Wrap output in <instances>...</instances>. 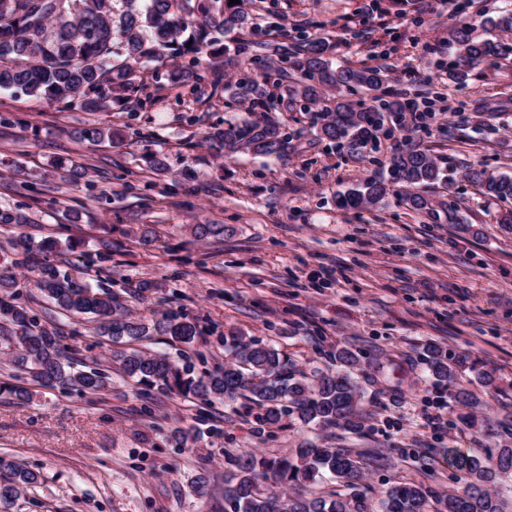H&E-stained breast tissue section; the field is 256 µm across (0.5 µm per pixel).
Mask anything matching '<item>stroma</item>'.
<instances>
[{
  "mask_svg": "<svg viewBox=\"0 0 512 512\" xmlns=\"http://www.w3.org/2000/svg\"><path fill=\"white\" fill-rule=\"evenodd\" d=\"M511 3L248 0L267 41L320 33L335 43V63L420 72L407 95L424 98L433 119L421 130L383 131L372 163L319 140L309 113L296 109L277 115L290 133L280 154L225 157L209 132L262 113H248L208 80L172 86L162 68L145 71L139 92L99 112L1 92L0 113L11 123L0 126V206L27 219L5 247L55 237L58 258L102 280L133 314L197 319L200 370L223 364L219 337L231 329L275 344L308 372L332 367L341 347L366 359L386 352L392 391H367L359 404L364 435L354 445L402 454L391 467L371 466L365 490L378 494L427 473L439 491L460 487L464 475L449 450L498 448L512 437V225L498 221L512 200L485 197L466 177L473 168L512 175V60L480 65L463 84L436 71L453 57L448 27L460 7L495 16ZM100 125L122 129L123 138L82 140L84 129ZM412 144L448 173L434 194L442 208L416 213L393 196L358 210L337 205V193L379 174V159ZM152 151L164 155L167 174L150 169ZM74 164L87 167L93 189L66 182ZM452 213L459 223H449ZM145 224L155 234L144 246L133 233ZM194 224L223 225V240L196 239ZM103 237L112 241L111 262L101 273L84 269V253ZM144 281L150 288L142 292ZM20 297L84 360L110 365L112 345L88 320L58 316L37 289ZM432 344L469 352L459 384L472 393L471 406L437 407L448 387L427 369ZM484 370L495 387L477 379ZM257 413L158 392L146 403L132 384L100 398L40 387L24 403L2 395L0 456L44 481L0 512H224L228 458L279 456L305 440L346 442L342 430L292 416L258 435ZM189 427L197 440L177 446L173 432Z\"/></svg>",
  "mask_w": 512,
  "mask_h": 512,
  "instance_id": "1",
  "label": "stroma"
}]
</instances>
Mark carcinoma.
I'll list each match as a JSON object with an SVG mask.
<instances>
[{"label":"carcinoma","instance_id":"obj_1","mask_svg":"<svg viewBox=\"0 0 512 512\" xmlns=\"http://www.w3.org/2000/svg\"><path fill=\"white\" fill-rule=\"evenodd\" d=\"M115 0H0V91H20L50 102H77L89 112L106 107L112 96L123 99L139 90L142 70L168 58L191 57L186 66L168 70L174 86H195L209 74L215 81L231 62L225 57L224 33L243 31L249 25L245 0H125L122 11ZM500 32L512 33V9L482 21ZM473 17L460 11L448 29V47L455 50L450 63L459 83L468 73L488 62L512 56V45L499 39L473 37ZM247 55L246 71L224 86L233 99L276 108L268 81L249 70L275 71L287 82L288 106L312 114L316 136L336 144L357 159L376 148L385 115L397 119L405 110L400 98L386 91L388 74L382 66H335L332 45L321 36H306L283 48L271 61L261 44L243 37L237 55ZM358 88L376 92L370 105L356 104L347 93ZM122 136L112 127H91L84 138L92 143L112 142ZM210 139L228 153L278 154L290 138L285 124L276 120L242 119L218 127ZM468 178L495 200L512 199V176L472 170ZM448 183L445 169L428 150L417 146L398 151L382 162V172L340 192L337 204L345 209L375 206L398 193L410 209L426 213L434 200L428 190ZM21 215L0 210V235H9ZM199 239L224 235L222 224H195ZM55 246L46 238L24 252L0 249V355L23 375L27 385L0 384V392L19 402L32 397L31 388L43 387L102 396L112 390V376L144 386L141 395L155 389L205 403L245 400L260 410L256 432L282 427L292 415L302 423L363 433L359 401L370 387L387 389L380 359L361 368L358 353L340 348L333 353L337 368L313 376L295 369L275 346L248 339L231 330L221 337L224 365L195 370L184 355L147 348L126 349L124 344L151 336H170L192 344L200 336L197 320L164 314L149 319L126 311L112 290L74 276L64 262L42 256ZM34 272L32 286L68 317L92 315L97 335L122 348L112 351L115 372L98 362L81 364L79 350L63 343V335L39 322L18 302L21 282L16 269ZM429 369L440 382L453 386L457 370L469 364L465 352L450 354L437 345L428 348ZM388 456L375 448H324L307 442L282 456L250 454L228 460L224 475V501L233 512H506L505 502L492 490L500 473L512 471V446L497 454L458 453L451 458L465 474L463 486L448 494L437 492L427 481L397 482L374 499L362 490L366 470ZM0 504L12 503L28 487L41 483L42 475L0 460ZM336 481L337 490L326 495L316 486L323 474ZM276 484L292 490L287 501L264 489Z\"/></svg>","mask_w":512,"mask_h":512}]
</instances>
